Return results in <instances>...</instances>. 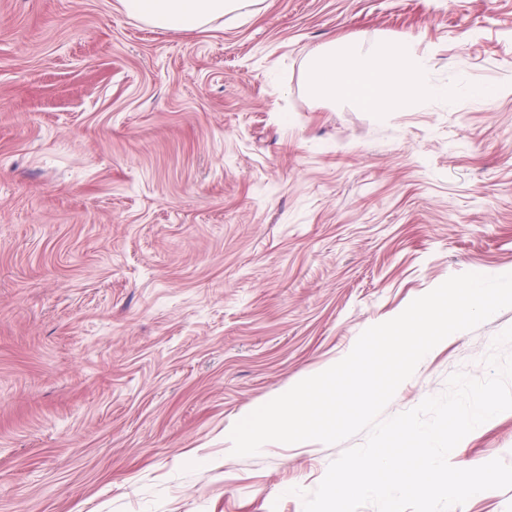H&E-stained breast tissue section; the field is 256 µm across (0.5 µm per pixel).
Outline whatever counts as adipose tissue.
Masks as SVG:
<instances>
[{
    "label": "adipose tissue",
    "instance_id": "ef3b65f1",
    "mask_svg": "<svg viewBox=\"0 0 512 512\" xmlns=\"http://www.w3.org/2000/svg\"><path fill=\"white\" fill-rule=\"evenodd\" d=\"M262 0H119L130 18L184 33L210 30L223 18L246 20ZM430 56L415 44L377 40L370 47L343 40L313 49L305 61V83L317 100L340 99L361 112H408L448 89L431 77Z\"/></svg>",
    "mask_w": 512,
    "mask_h": 512
}]
</instances>
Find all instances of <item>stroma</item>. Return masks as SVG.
<instances>
[{
    "mask_svg": "<svg viewBox=\"0 0 512 512\" xmlns=\"http://www.w3.org/2000/svg\"><path fill=\"white\" fill-rule=\"evenodd\" d=\"M416 43L410 112L310 98L341 36ZM463 273H512V0H263L204 33L0 0V512H303L327 445L236 422ZM506 308L384 409L482 379ZM512 465V410L453 463Z\"/></svg>",
    "mask_w": 512,
    "mask_h": 512,
    "instance_id": "obj_1",
    "label": "stroma"
}]
</instances>
